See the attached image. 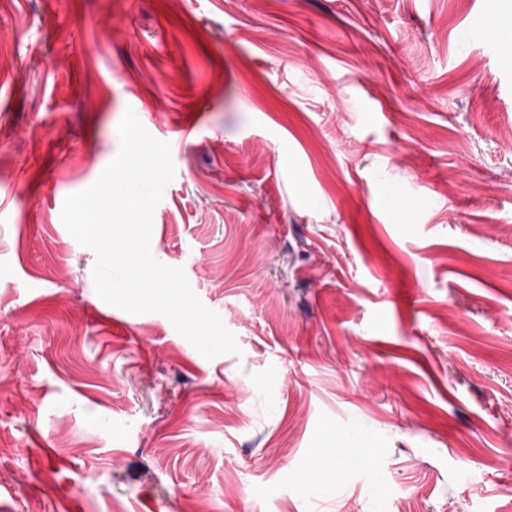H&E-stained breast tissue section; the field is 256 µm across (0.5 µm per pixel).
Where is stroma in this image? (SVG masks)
<instances>
[{"mask_svg": "<svg viewBox=\"0 0 512 512\" xmlns=\"http://www.w3.org/2000/svg\"><path fill=\"white\" fill-rule=\"evenodd\" d=\"M512 0H0V512H512ZM133 110L203 357L61 219ZM348 443L358 455L336 449Z\"/></svg>", "mask_w": 512, "mask_h": 512, "instance_id": "stroma-1", "label": "stroma"}]
</instances>
